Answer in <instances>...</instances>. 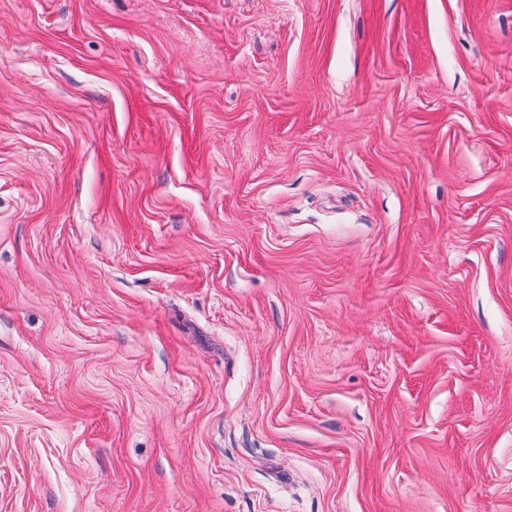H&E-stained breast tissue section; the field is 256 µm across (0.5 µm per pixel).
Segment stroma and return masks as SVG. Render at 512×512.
<instances>
[{"label": "stroma", "instance_id": "stroma-1", "mask_svg": "<svg viewBox=\"0 0 512 512\" xmlns=\"http://www.w3.org/2000/svg\"><path fill=\"white\" fill-rule=\"evenodd\" d=\"M0 512H512V0H0Z\"/></svg>", "mask_w": 512, "mask_h": 512}]
</instances>
